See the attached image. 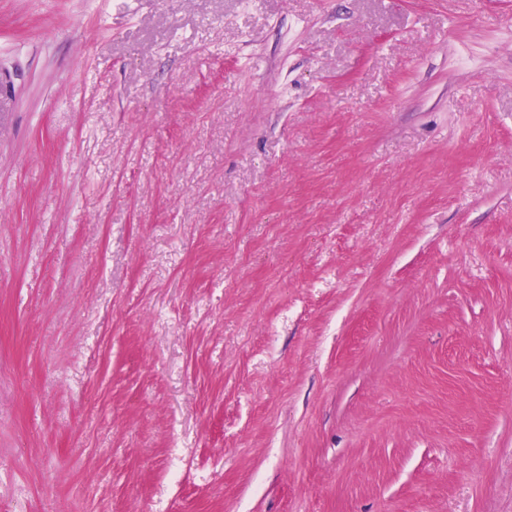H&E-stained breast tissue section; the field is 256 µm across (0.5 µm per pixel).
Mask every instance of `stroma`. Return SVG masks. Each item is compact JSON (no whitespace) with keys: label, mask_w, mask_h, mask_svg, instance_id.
I'll return each mask as SVG.
<instances>
[{"label":"stroma","mask_w":512,"mask_h":512,"mask_svg":"<svg viewBox=\"0 0 512 512\" xmlns=\"http://www.w3.org/2000/svg\"><path fill=\"white\" fill-rule=\"evenodd\" d=\"M0 68V512H512V0H0Z\"/></svg>","instance_id":"obj_1"}]
</instances>
